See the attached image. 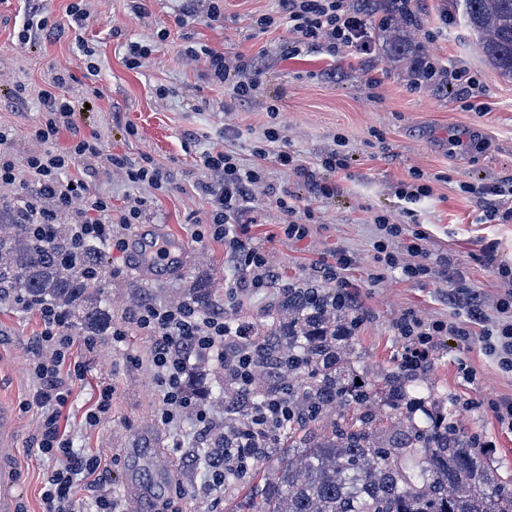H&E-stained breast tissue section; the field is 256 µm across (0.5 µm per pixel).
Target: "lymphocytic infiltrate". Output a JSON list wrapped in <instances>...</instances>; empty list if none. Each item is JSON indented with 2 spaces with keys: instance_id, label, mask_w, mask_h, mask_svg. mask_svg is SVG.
<instances>
[{
  "instance_id": "1",
  "label": "lymphocytic infiltrate",
  "mask_w": 512,
  "mask_h": 512,
  "mask_svg": "<svg viewBox=\"0 0 512 512\" xmlns=\"http://www.w3.org/2000/svg\"><path fill=\"white\" fill-rule=\"evenodd\" d=\"M359 0H279L273 13L254 16L251 24L265 32L279 27L289 34L288 53L298 57L308 52H322L331 58L352 56L366 47L367 14L359 8ZM187 58H206L207 79L222 85L230 100L245 101L259 88L258 70L254 60L241 56L229 58L208 46H188ZM432 74L446 79L455 90L462 108L467 112L485 111L478 102L477 80L469 70L448 62H436ZM65 74H56L52 89L42 91L43 111L32 136L37 150L17 157L12 151V133L0 128V187L12 188L18 203L17 212L33 233L48 242L57 241L55 226L60 213H68L70 224L67 237L61 241L70 252L89 241L104 244L110 250L125 251L128 242L114 231L115 225L139 223L147 201L141 197L127 198L123 207H113L110 198L93 193L87 180L71 175L70 169L79 162L106 158L110 166L124 171L129 184H146L161 193H168L170 180L153 159L132 158L125 154H105L97 135H82L68 146L58 144L62 131L73 129L80 102L66 95ZM283 136L278 128H267L254 146L257 163L242 164L232 152L210 147L196 159L204 178L199 187L210 203L207 222L213 235L222 239L230 256L244 274L239 286L244 290L269 287L276 275L265 255L250 234L257 223L249 205L254 186L263 183V158L274 156L277 163L292 174L307 179L313 185L315 197L334 194L336 186L329 181H317L312 170L293 153L279 147ZM381 236L375 246L378 262L400 269L409 279L427 275L425 259L428 250L423 232H405L402 225L385 214L374 219ZM466 317L462 320L430 323L417 315L403 317L395 325L400 336L410 339L406 361L419 365L427 360L434 337L450 333L463 338L472 336L474 327L483 326V309L471 302L461 304ZM501 319L494 329H485L486 352L494 356L500 369L512 373V290H506L498 307ZM43 321L39 338L40 350H51V358H36L30 365L35 391L33 401L43 415L38 447L53 466L47 474L42 500L44 512H73L74 492L83 479L93 475L100 466L98 456L76 454L62 420L68 404L70 386L83 380L84 368L74 364L66 368L73 344L67 320L47 304L39 305ZM138 328L152 339L154 384L158 392L162 424L175 425L188 409H195L199 422L209 430L225 435L223 447L211 449L207 467L208 488L223 487L226 473L245 474L259 448L270 447L279 426L288 419V406L283 399L273 397L252 406L247 411V424L234 433H226L222 420L207 410L194 408L184 376L191 357H204L224 362L234 383L249 388L258 367L252 350L257 340L234 327L226 318L202 313L188 303L173 305L147 304L136 315Z\"/></svg>"
}]
</instances>
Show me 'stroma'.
I'll return each mask as SVG.
<instances>
[{"mask_svg": "<svg viewBox=\"0 0 512 512\" xmlns=\"http://www.w3.org/2000/svg\"><path fill=\"white\" fill-rule=\"evenodd\" d=\"M412 4L417 21L409 32L425 61L443 58L469 68L481 82L487 111H461L450 88L414 79L410 63H387L375 36L364 53L338 61L320 53L289 58L286 30L262 32L251 24L252 16L276 11L278 0H223V25L197 22L183 28L175 23L183 0H150V16L143 21L130 13L127 0H83L90 24L82 34L68 30L26 44L18 41L17 32L27 0H0V126L12 129L14 152L23 156L36 149L30 131L42 108L39 92L49 87L57 71L67 70L72 76L67 93L87 104L77 115L76 132H97L106 151L151 157L171 174L175 188L160 194L146 185L132 187L122 170L100 159L81 162L75 175L86 177L117 208L128 196L146 198L144 226L185 242L191 250L180 272L152 278L133 271L126 254L106 252L112 326L124 330L125 337L88 347L78 329L70 331V359L83 365L85 378L72 385L64 415L74 450L101 459L98 472L78 489L75 512H99L102 498L109 500L112 512H235L236 503L260 488L278 466L277 449H269L267 459L254 461L245 476L224 489L208 490L206 466L194 459L197 449L209 442L202 423L191 411L175 428L157 418L152 343L133 322L136 296L171 304L181 289L202 279L216 287L218 306L232 323L255 334L267 322L281 289L311 280V261L341 248L353 260L349 275L358 285L353 350L360 368L370 370L403 363L408 343L393 328L403 313L413 311L426 320L454 318L449 289L477 293L487 313L495 314L503 291L498 268L512 267V222L484 221L482 200L461 187L512 178V79L502 78L484 62L475 38L463 26L460 9H445L443 0ZM443 23L447 36L429 40L428 30ZM160 30L167 31L166 40H157ZM81 38L96 45V77L88 75L87 60L77 46ZM130 41L153 46L134 70L123 62ZM190 41L229 57L256 59L261 73L257 97L226 103L223 88L204 77L206 60L183 55ZM372 77L377 86H369ZM92 81L103 96L87 95ZM21 86L26 89L22 95L17 92ZM273 97L279 106L274 117L265 110L266 100ZM230 125L237 131L231 143L247 162L271 125L283 132L281 149L304 162L316 163L338 141L352 158L349 169L331 176L334 195L319 199L302 178L266 160V182L253 193L259 222L251 234L278 281L256 292L234 290L239 273L222 240L192 234L195 223L206 222L210 209L198 187L202 174L195 159L210 146H223L224 129ZM414 172L431 180L433 193L417 201L401 200L398 186ZM284 191L314 210L303 240L288 239L280 229L284 217L276 199ZM378 214L413 220L426 233L429 277L409 280L397 270L378 271L373 248L378 237L373 218ZM445 255L454 259L463 279L442 273L439 259ZM42 329L37 312L0 302V400L15 413L20 483L16 512H43L42 487L51 468L37 446L41 417L32 405L29 375ZM429 363L435 393L449 400L462 430L499 478L511 481L512 434L501 430L486 403L512 396V375L487 355L477 333L466 340L436 337ZM102 382L113 387L111 409L98 426L85 427L91 393ZM178 438L183 447H174Z\"/></svg>", "mask_w": 512, "mask_h": 512, "instance_id": "1", "label": "stroma"}]
</instances>
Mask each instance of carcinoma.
<instances>
[{"mask_svg": "<svg viewBox=\"0 0 512 512\" xmlns=\"http://www.w3.org/2000/svg\"><path fill=\"white\" fill-rule=\"evenodd\" d=\"M382 9L387 60L419 59L422 48L390 17L392 5ZM464 19L485 62L512 79V0H464ZM0 284L33 305L78 315L84 336L98 339L112 324V311L102 306L109 280L101 245L66 254L34 236L8 203L0 204ZM213 296L202 281L181 299L210 310ZM350 310L326 288L283 289L260 362L288 376H264L246 394L230 380L220 389L242 407L282 396L293 413L276 438L277 469L236 512H512V482L486 465L452 412L429 423L416 418L421 406L441 404L425 392L423 369L356 373L343 349L357 327ZM379 408L391 421L385 429L377 427Z\"/></svg>", "mask_w": 512, "mask_h": 512, "instance_id": "obj_1", "label": "carcinoma"}]
</instances>
